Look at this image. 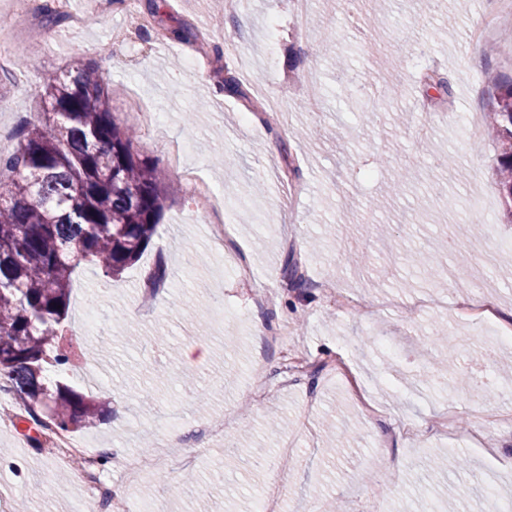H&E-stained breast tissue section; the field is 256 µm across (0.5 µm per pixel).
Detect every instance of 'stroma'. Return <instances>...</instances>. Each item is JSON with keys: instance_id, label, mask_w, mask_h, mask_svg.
I'll return each instance as SVG.
<instances>
[{"instance_id": "1", "label": "stroma", "mask_w": 512, "mask_h": 512, "mask_svg": "<svg viewBox=\"0 0 512 512\" xmlns=\"http://www.w3.org/2000/svg\"><path fill=\"white\" fill-rule=\"evenodd\" d=\"M28 10L42 48L27 68L0 71L1 144L14 149L38 110L43 75L91 61L104 77L118 121L137 133L133 149L157 163L174 188L141 260L104 282L81 267L65 329L73 341L103 338L105 350L64 379L111 413L76 432L93 451L127 456L153 444L159 456H189L181 470L130 478L117 465L103 474L120 499L156 512H498L512 497V348L484 362L500 386L492 399L466 385L469 360L495 342L488 328L457 319L451 301L473 292L512 309V224L502 218L497 141L468 139L462 115L482 116L512 81V15L472 36L485 0H316L300 16L292 0H138L154 32L188 25L202 41L156 38L131 28L123 11L90 14L88 0L68 9L88 15L78 29ZM330 42H322L324 30ZM246 99L214 96L225 42ZM344 58L357 82L336 83ZM448 76L451 93L433 87ZM320 105L309 110L310 95ZM431 115L418 138L419 111ZM191 149L173 160L171 146ZM197 169L216 186L230 230L216 242L185 178ZM404 187L389 197L385 187ZM454 247V296L442 278L411 267V250ZM299 276L289 279L286 258ZM165 262L168 284L144 287ZM279 328L281 341L257 337ZM443 329L449 342L428 338ZM203 342V361L186 365L185 346ZM448 358L442 388L424 385L437 355ZM193 373L206 400L180 389ZM223 420L204 439L197 426ZM247 432L264 472L226 458L231 436ZM20 420L0 430V489L28 512H74L86 499L77 461L31 443ZM467 458L482 483L429 477L430 459Z\"/></svg>"}]
</instances>
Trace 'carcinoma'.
I'll list each match as a JSON object with an SVG mask.
<instances>
[{"label": "carcinoma", "mask_w": 512, "mask_h": 512, "mask_svg": "<svg viewBox=\"0 0 512 512\" xmlns=\"http://www.w3.org/2000/svg\"><path fill=\"white\" fill-rule=\"evenodd\" d=\"M221 89L246 97L234 69ZM43 112L0 157V384L38 427L75 432L104 420L101 405L46 379L64 366L60 344L76 268L113 280L152 242L171 187L156 163L133 150L116 121L98 69L77 63L41 80ZM483 121L498 141L497 186L512 222V85Z\"/></svg>", "instance_id": "cac0c4a2"}]
</instances>
